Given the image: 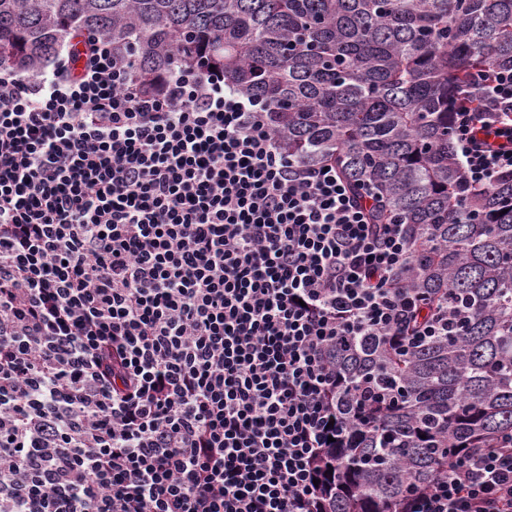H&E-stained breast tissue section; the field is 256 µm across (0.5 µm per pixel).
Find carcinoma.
<instances>
[{"label": "carcinoma", "instance_id": "1", "mask_svg": "<svg viewBox=\"0 0 512 512\" xmlns=\"http://www.w3.org/2000/svg\"><path fill=\"white\" fill-rule=\"evenodd\" d=\"M91 36L129 51L141 86L224 74L270 109L288 154L333 162L404 225L395 286L456 329L407 349L368 332L336 346L338 436L322 512H400L449 459L512 430V177L473 189L451 147L455 90L512 66V0H0V70ZM372 384L387 404L354 394ZM426 438H420V435Z\"/></svg>", "mask_w": 512, "mask_h": 512}]
</instances>
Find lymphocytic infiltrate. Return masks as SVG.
Masks as SVG:
<instances>
[{"label": "lymphocytic infiltrate", "mask_w": 512, "mask_h": 512, "mask_svg": "<svg viewBox=\"0 0 512 512\" xmlns=\"http://www.w3.org/2000/svg\"><path fill=\"white\" fill-rule=\"evenodd\" d=\"M469 184L512 176V67L458 91ZM372 189L288 155L264 106L112 43L0 72V512H320L326 352L444 333L395 288ZM403 512H512V432Z\"/></svg>", "instance_id": "lymphocytic-infiltrate-1"}]
</instances>
